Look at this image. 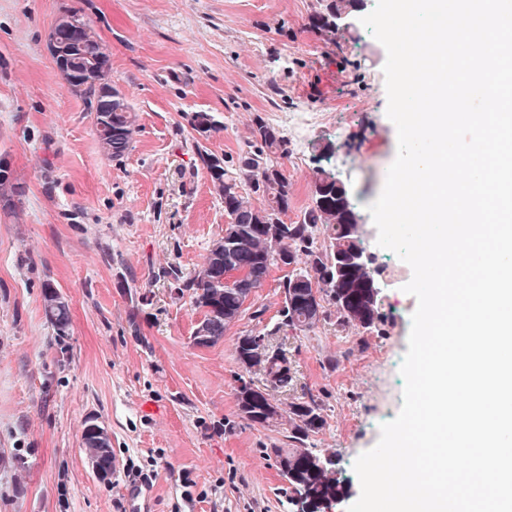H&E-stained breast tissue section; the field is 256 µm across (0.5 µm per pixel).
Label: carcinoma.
<instances>
[{"label": "carcinoma", "instance_id": "1", "mask_svg": "<svg viewBox=\"0 0 512 512\" xmlns=\"http://www.w3.org/2000/svg\"><path fill=\"white\" fill-rule=\"evenodd\" d=\"M362 4L363 0H325L324 11L313 16V25L319 30L334 29L338 15ZM50 35L67 50V57L57 67L72 91L92 95L94 84L88 82V73H105L110 68L109 55L95 32L86 23L79 31L57 26ZM95 125L104 154L118 158L129 149L135 115L121 91L98 100ZM191 125L206 140L224 130L207 112L193 113ZM251 135L248 149L231 165L207 148H198L212 189L224 203L230 221L193 276L185 280L173 276L178 282L177 294L189 296L192 306L203 314L194 333L195 343L208 346L224 339L228 327L239 320L247 296L257 292L279 264L292 267L281 285L282 325L307 333L334 314L342 328L371 327L378 318L379 303L367 284L376 270L357 260L364 250L363 239L356 234L346 188L335 175L321 171L303 219L296 224L285 222L282 216L292 199L287 141L279 129L260 117L254 119ZM255 198L263 205L254 204ZM42 297L48 322L57 335H67V300L50 282L43 284ZM234 353L248 369L250 359L262 358V372L270 388H282L292 381L286 358L269 347L264 335L237 338ZM237 402L242 418L253 424L265 425L282 417L278 410L268 412L269 393L246 382L238 387ZM324 425L314 397L292 402L288 405L289 439L301 447L268 452L288 481V490L300 495L296 512H326L333 500L346 496L335 464H321L323 454L302 447ZM82 446L88 461L106 473L112 470L110 435L85 433Z\"/></svg>", "mask_w": 512, "mask_h": 512}]
</instances>
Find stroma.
Returning <instances> with one entry per match:
<instances>
[{
	"mask_svg": "<svg viewBox=\"0 0 512 512\" xmlns=\"http://www.w3.org/2000/svg\"><path fill=\"white\" fill-rule=\"evenodd\" d=\"M322 0H0V166L15 191L0 199V512H129V479L150 491V512H292L270 448L289 447L288 424H250L238 410L245 369L234 343L264 333L286 354L291 386L280 408L312 396L326 420L307 447L336 457L348 495L353 465L402 405L399 371L416 298L410 266L377 244L368 207L397 155L386 111L384 46L362 23L322 32ZM87 21L110 56V80L136 111L129 150L99 145L89 99L71 91L48 48L64 14ZM212 113L209 140L188 124ZM312 112L302 141L288 143L292 203L310 202L318 169L349 189L363 245L380 271L375 327L335 319L303 334L280 327L272 269L223 340L193 342L201 313L175 277L202 265L227 217L199 155L234 158L255 118L286 130ZM69 302L67 337L47 321L42 285ZM105 426L120 471L98 478L82 448L89 420Z\"/></svg>",
	"mask_w": 512,
	"mask_h": 512,
	"instance_id": "stroma-1",
	"label": "stroma"
}]
</instances>
